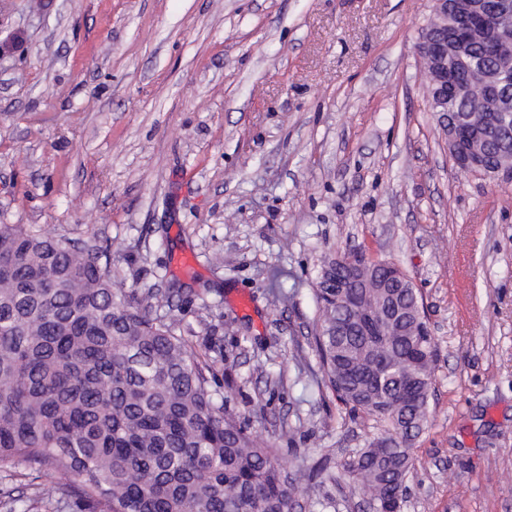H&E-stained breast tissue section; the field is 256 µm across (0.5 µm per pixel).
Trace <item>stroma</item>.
Here are the masks:
<instances>
[{"mask_svg":"<svg viewBox=\"0 0 512 512\" xmlns=\"http://www.w3.org/2000/svg\"><path fill=\"white\" fill-rule=\"evenodd\" d=\"M431 0H0V222L96 236L126 291L172 290L231 410L373 512L342 468L380 437L330 387L325 259L412 280L435 349L401 512H512V175L460 170L417 46ZM49 479L0 471V512Z\"/></svg>","mask_w":512,"mask_h":512,"instance_id":"obj_1","label":"stroma"}]
</instances>
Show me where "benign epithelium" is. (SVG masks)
Wrapping results in <instances>:
<instances>
[{
    "instance_id": "7a95c632",
    "label": "benign epithelium",
    "mask_w": 512,
    "mask_h": 512,
    "mask_svg": "<svg viewBox=\"0 0 512 512\" xmlns=\"http://www.w3.org/2000/svg\"><path fill=\"white\" fill-rule=\"evenodd\" d=\"M433 18L426 29L418 53L430 84V104L439 111L450 99L468 104L467 112L447 117L440 114L441 127L448 138V152L460 169L483 176L512 172V157L500 156L494 168L486 169L489 123L512 115V93L504 85L512 79V0H432ZM480 45L493 66L475 76L463 65V54L471 45ZM333 266L350 272L360 291L354 301L367 300L374 289L382 288L385 302L378 318L361 311L357 324L370 336L384 333L399 316L395 297L388 287L404 283L408 276L398 266L387 263L384 279L372 277V262L358 256H336Z\"/></svg>"
}]
</instances>
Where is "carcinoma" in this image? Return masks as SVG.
I'll use <instances>...</instances> for the list:
<instances>
[{"label":"carcinoma","instance_id":"1","mask_svg":"<svg viewBox=\"0 0 512 512\" xmlns=\"http://www.w3.org/2000/svg\"><path fill=\"white\" fill-rule=\"evenodd\" d=\"M316 286L319 359L337 398L385 426L395 448H362L345 475L370 492L374 512H398L409 449L429 392L401 405L409 381L431 386L426 322L414 288L398 290L387 336L336 335V289ZM170 295H128L112 281L108 250L88 239L41 237L0 223V469L31 461L73 486L86 512H292L310 475H290L275 449L216 402V375L186 336L154 315ZM367 351L373 370L351 367Z\"/></svg>","mask_w":512,"mask_h":512}]
</instances>
